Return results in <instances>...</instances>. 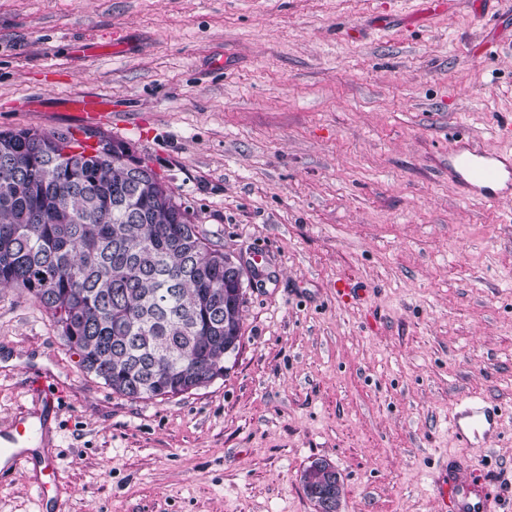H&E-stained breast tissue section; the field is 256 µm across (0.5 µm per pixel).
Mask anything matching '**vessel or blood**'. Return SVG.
I'll use <instances>...</instances> for the list:
<instances>
[{"label":"vessel or blood","mask_w":512,"mask_h":512,"mask_svg":"<svg viewBox=\"0 0 512 512\" xmlns=\"http://www.w3.org/2000/svg\"><path fill=\"white\" fill-rule=\"evenodd\" d=\"M81 123L110 122L109 99L77 95L67 102ZM448 179L463 196L486 203L512 200V154L482 143L460 138L448 143ZM33 414H43L59 397L53 376L32 374L27 385ZM505 411L476 396L456 403L451 433L459 447L484 442L498 436ZM38 434L36 428L18 424L14 433L0 443V452L10 461L21 457L20 450ZM440 512H506L505 498L496 475L481 464L460 455H449L434 479Z\"/></svg>","instance_id":"vessel-or-blood-1"}]
</instances>
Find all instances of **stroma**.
Segmentation results:
<instances>
[{
	"mask_svg": "<svg viewBox=\"0 0 512 512\" xmlns=\"http://www.w3.org/2000/svg\"><path fill=\"white\" fill-rule=\"evenodd\" d=\"M474 3L0 0V129H71L70 95L111 99L106 133L253 269L223 378L162 402L112 393L0 288V431L50 372L66 512H314L316 458L341 512H439L457 450L512 475V203L448 180L450 132L512 152V9ZM469 395L506 415L462 450ZM0 512H47L27 473L0 472ZM301 481L315 512L341 511L343 481L332 463L326 459L312 461L303 471Z\"/></svg>",
	"mask_w": 512,
	"mask_h": 512,
	"instance_id": "obj_1",
	"label": "stroma"
}]
</instances>
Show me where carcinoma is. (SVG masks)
Here are the masks:
<instances>
[{
  "instance_id": "carcinoma-1",
  "label": "carcinoma",
  "mask_w": 512,
  "mask_h": 512,
  "mask_svg": "<svg viewBox=\"0 0 512 512\" xmlns=\"http://www.w3.org/2000/svg\"><path fill=\"white\" fill-rule=\"evenodd\" d=\"M100 141L88 155L68 129L0 130V288L44 308L112 392L188 394L238 352L244 294L157 174Z\"/></svg>"
}]
</instances>
